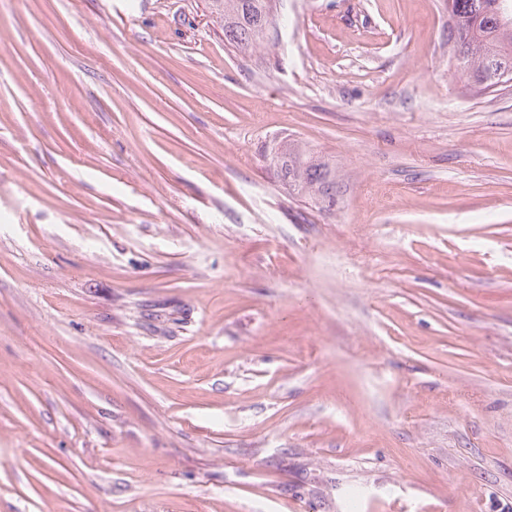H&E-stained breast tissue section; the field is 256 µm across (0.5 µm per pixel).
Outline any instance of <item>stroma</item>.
<instances>
[{"label": "stroma", "instance_id": "1", "mask_svg": "<svg viewBox=\"0 0 512 512\" xmlns=\"http://www.w3.org/2000/svg\"><path fill=\"white\" fill-rule=\"evenodd\" d=\"M276 13L0 0V512H512V86L448 0ZM214 1L222 8L226 42L238 48L254 46L266 37L263 27L267 30L276 26L272 0ZM272 160L282 185L297 194H308L331 205L336 198L335 174L330 165L292 143L274 149Z\"/></svg>", "mask_w": 512, "mask_h": 512}]
</instances>
